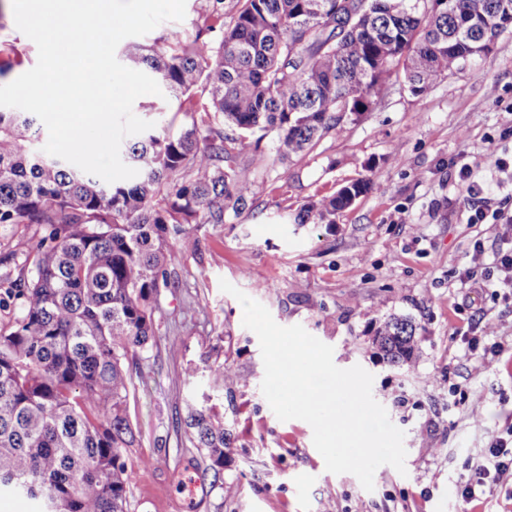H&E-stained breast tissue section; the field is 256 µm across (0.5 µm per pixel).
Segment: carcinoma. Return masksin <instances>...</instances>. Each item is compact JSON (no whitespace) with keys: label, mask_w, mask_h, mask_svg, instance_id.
<instances>
[{"label":"carcinoma","mask_w":512,"mask_h":512,"mask_svg":"<svg viewBox=\"0 0 512 512\" xmlns=\"http://www.w3.org/2000/svg\"><path fill=\"white\" fill-rule=\"evenodd\" d=\"M207 21L192 40L124 52L179 102L169 123L185 118L177 136L126 147L133 180L106 184L41 152L35 119L0 108V226L47 230L23 242L31 267L0 278L19 308L0 329V490L48 512H130L125 453L141 431L129 397L146 379L129 365L159 334L158 300L195 225L222 224L254 197L238 159L258 157L269 134L282 160L303 155L396 83L425 93L512 34V0H236L229 11L213 0ZM370 188L352 182L298 223L321 224ZM375 341L391 364L419 345L397 316ZM180 424L221 482L231 438L220 411L189 406Z\"/></svg>","instance_id":"obj_1"}]
</instances>
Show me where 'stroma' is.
<instances>
[{"mask_svg":"<svg viewBox=\"0 0 512 512\" xmlns=\"http://www.w3.org/2000/svg\"><path fill=\"white\" fill-rule=\"evenodd\" d=\"M208 0H187L186 16L166 21L121 48L178 34L194 38ZM35 43L0 0V60L8 80L37 62ZM263 162L238 169L260 178L249 207L222 224L196 227L160 297V332L141 364L146 384L129 398L141 431L127 461L131 512H469L461 488L492 442L512 426V292L472 267L474 242L494 252L493 218L474 224L480 205L512 210V35L475 65L422 95L392 89L370 111L349 116L280 182L272 138ZM471 186L458 180L460 165ZM373 189L329 224H298L310 202L358 179ZM228 281L263 304L282 326L302 325L334 349L336 366L373 374L372 394L404 434L405 473L379 467L373 490L350 473L326 470L302 420H279L261 391L264 365ZM414 321L420 353L399 366L373 343L380 319ZM471 336L500 343L502 355L470 353ZM235 374L220 379L218 364ZM218 398L232 438L223 484L197 468L180 417L204 396Z\"/></svg>","mask_w":512,"mask_h":512,"instance_id":"35a3bbf8","label":"stroma"}]
</instances>
